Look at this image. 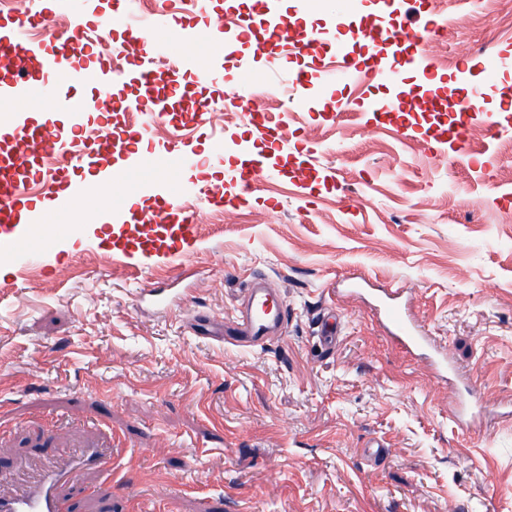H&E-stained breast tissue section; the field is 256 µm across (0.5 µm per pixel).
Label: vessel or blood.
I'll return each instance as SVG.
<instances>
[{"mask_svg":"<svg viewBox=\"0 0 512 512\" xmlns=\"http://www.w3.org/2000/svg\"><path fill=\"white\" fill-rule=\"evenodd\" d=\"M194 7L192 22L186 23L174 14L163 12L135 25L134 33L142 41L145 55L169 58L178 71L193 73L200 84H207L222 68L221 54H212L201 60L198 48L213 43L216 30L235 39H253L256 53H268L270 46L291 42L293 23L278 5L279 0H257V26H225L221 18L213 16L206 0H188ZM124 4L115 0L112 8L92 14L81 13V25L98 32L111 33ZM436 20H427L422 29L399 34L365 24L361 29L364 39L371 45L373 54L367 65H360L350 56L344 44L328 41L322 34H304L303 48L322 50L332 62L325 68V80L342 76L351 80L365 77L397 82L400 73L415 68L431 73L432 65L421 50L420 43L425 34L436 27ZM27 26L22 22L0 26V58L7 60L15 72L14 82L0 85V101H24L40 97L48 111L70 115L68 125L57 126L46 123L40 126L28 124L21 114L14 113L0 119V128L6 129L14 144H22L26 153L8 158L0 157V255L13 256L39 249L51 254L54 238L70 236L75 225L59 226L54 238L37 240L31 237L21 216H32L36 206L32 198L22 190L27 179L55 186L64 185V201L79 205L99 196L103 186L115 183L120 166H136L139 157L136 145L147 137L153 124L168 117L169 99L180 91L178 82H168L166 90H158L154 72L145 69L139 73L140 93L136 98L137 111L144 117L139 124L129 128L118 148L108 150L102 156H88V139L83 134L82 117L87 113L110 116L113 89L122 81V75L96 59L92 47L80 40L76 32L49 31L46 38L35 41L26 36ZM58 76L57 85H48V76ZM96 86L94 95L83 94L85 84ZM452 110L456 120L452 129L456 137H463L466 128L482 118L483 112L478 97L471 96L454 101ZM69 153L75 158H87L90 175L86 178L65 180L61 171L47 169L42 160L44 151ZM143 194L154 196L156 205L136 216L134 229L138 241L128 260L158 259L170 262L183 257L196 242V226L174 194H157L153 180H145L141 186ZM401 290H388L383 303V325L389 338L404 348L420 346L425 341L419 328L402 306ZM288 323V306L283 299L272 298L264 289L248 286L243 291L236 315L231 322H223L206 316L196 328L200 336L224 341L228 337H239L252 343H265L270 336L281 333ZM112 456L111 450L85 448L71 459L66 472L48 471L40 488L28 495L12 500H0V512H64V505L55 493L61 475L79 479L82 472L106 465Z\"/></svg>","mask_w":512,"mask_h":512,"instance_id":"b4317fda","label":"vessel or blood"}]
</instances>
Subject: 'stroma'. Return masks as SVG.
<instances>
[{
	"label": "stroma",
	"mask_w": 512,
	"mask_h": 512,
	"mask_svg": "<svg viewBox=\"0 0 512 512\" xmlns=\"http://www.w3.org/2000/svg\"><path fill=\"white\" fill-rule=\"evenodd\" d=\"M297 32L374 22L398 31L429 19L431 0L380 16L375 0H280ZM490 0H445L449 34L425 39L444 95L478 93L499 112L512 92V26L475 23ZM283 67L224 58L207 90L204 127L182 121L198 97L193 75L174 120L152 132L142 166L100 203L127 209L157 174L185 186L198 243L169 264H126L96 229L59 239L47 266L0 262V496L32 488L75 449H112L116 470L61 483L68 512H512V122L469 125L464 142L433 144L434 92L415 73L400 116L372 112L384 84L336 80L317 100L276 94L319 58L272 48ZM280 126L267 152L278 175L243 202L211 199L238 173L219 147L248 144L242 112L256 90ZM195 150L209 172L170 169ZM284 298L288 327L262 346L195 335L198 315L232 316L254 279ZM402 288L409 312L436 337L448 370L386 335L375 306ZM340 316L333 354L318 345L325 308ZM468 408L469 427L453 417ZM383 445L379 456L370 441Z\"/></svg>",
	"instance_id": "35a3bbf8"
}]
</instances>
